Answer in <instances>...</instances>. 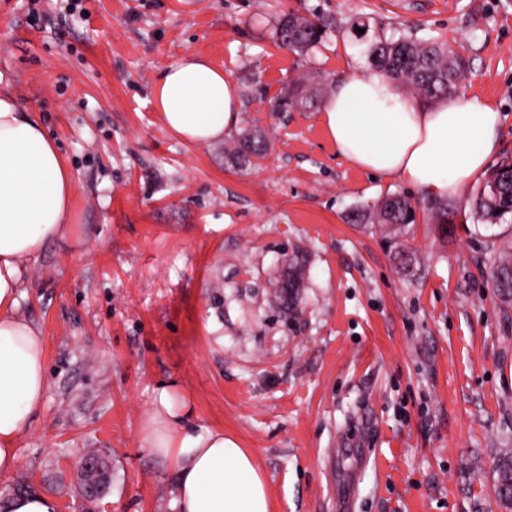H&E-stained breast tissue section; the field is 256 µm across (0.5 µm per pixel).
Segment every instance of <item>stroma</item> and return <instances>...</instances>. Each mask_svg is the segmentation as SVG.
<instances>
[{
	"instance_id": "1",
	"label": "stroma",
	"mask_w": 512,
	"mask_h": 512,
	"mask_svg": "<svg viewBox=\"0 0 512 512\" xmlns=\"http://www.w3.org/2000/svg\"><path fill=\"white\" fill-rule=\"evenodd\" d=\"M291 11L330 22L309 57L272 38ZM362 15L467 57L460 97L496 105V156H512V0H0V88L75 176L71 230L31 261L16 309L42 332L49 389L0 493L23 479L58 512H177L172 468L142 438L173 381L188 426L254 452L273 512H500L512 305L490 267L512 214L474 220L469 185L454 223H433L437 199L337 156L319 108L273 109L298 77L331 91L365 70L348 31ZM190 55L236 81L238 129L269 141L258 166L163 124L154 84ZM392 194L416 211L402 233L354 222ZM297 252L292 316L279 284ZM94 449L112 465L98 503L76 489Z\"/></svg>"
}]
</instances>
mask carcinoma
Here are the masks:
<instances>
[{"label":"carcinoma","instance_id":"1","mask_svg":"<svg viewBox=\"0 0 512 512\" xmlns=\"http://www.w3.org/2000/svg\"><path fill=\"white\" fill-rule=\"evenodd\" d=\"M363 32H358V29ZM356 38H369L366 63L370 72L380 75L396 87H402L415 96L421 104H430L438 99L455 95L461 89L462 80L468 70L466 58L438 40H420L413 32L399 35L386 34L384 27H373L370 21L359 18L349 27ZM279 46L306 56L321 44L325 35V24L315 16L285 13L277 21L274 32ZM321 84L316 81H294L288 92L280 98L275 109L311 106L321 98ZM267 144L262 134L248 130L238 139L225 145L224 160L237 168H249L265 157ZM473 214L478 220L495 223L512 212V160H503L494 165L471 199ZM374 219L395 232L415 221L414 208L406 197L393 195L385 198L374 209L359 211L356 220ZM512 270V253L494 263L491 272L492 288L505 302L512 301V279L502 282L497 273ZM304 258L298 254L288 259V269L281 282L284 302L288 313L298 310V288L303 282ZM90 455L102 460L103 472L100 485L105 492L112 489V467L108 457L94 450ZM496 501L507 512L512 509V458L504 457L495 464Z\"/></svg>","mask_w":512,"mask_h":512}]
</instances>
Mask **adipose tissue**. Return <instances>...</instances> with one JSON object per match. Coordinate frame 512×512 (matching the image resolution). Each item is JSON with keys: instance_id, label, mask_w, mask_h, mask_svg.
<instances>
[{"instance_id": "obj_1", "label": "adipose tissue", "mask_w": 512, "mask_h": 512, "mask_svg": "<svg viewBox=\"0 0 512 512\" xmlns=\"http://www.w3.org/2000/svg\"><path fill=\"white\" fill-rule=\"evenodd\" d=\"M153 99L164 124L191 144L223 138L239 120L238 85L199 56L165 68ZM321 120L343 159L446 198L485 174L502 116L492 104L459 99L424 107L368 72L337 83ZM72 183L41 122L0 91V474L15 469L17 439L48 390L44 339L15 309L32 258L70 230ZM187 414L176 387L163 388L143 430L147 448L176 475L179 512H273L254 453L220 429L187 431Z\"/></svg>"}]
</instances>
